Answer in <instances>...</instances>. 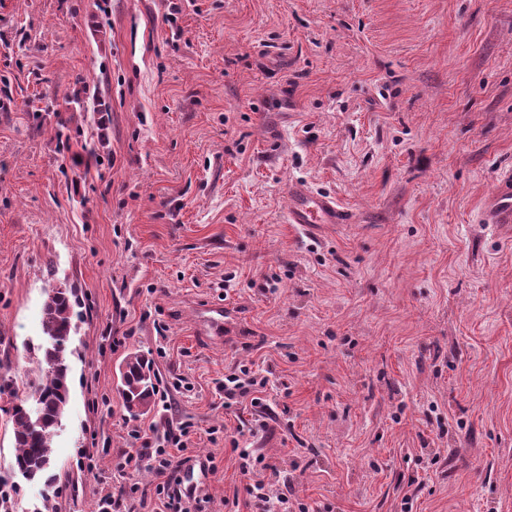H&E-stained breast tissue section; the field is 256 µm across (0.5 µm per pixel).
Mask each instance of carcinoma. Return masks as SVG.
Wrapping results in <instances>:
<instances>
[{"label": "carcinoma", "instance_id": "cac0c4a2", "mask_svg": "<svg viewBox=\"0 0 512 512\" xmlns=\"http://www.w3.org/2000/svg\"><path fill=\"white\" fill-rule=\"evenodd\" d=\"M74 292L70 288H53L42 310V328L46 344L40 347L45 364L31 396L39 402V411L28 412V397L19 395L13 381L0 376V400L13 424L15 448L13 470L29 480H45L53 463L52 438L61 424L69 400V364L67 348L73 329ZM159 383L154 363L139 352L128 353L119 367L117 390L128 414L137 418L151 410Z\"/></svg>", "mask_w": 512, "mask_h": 512}]
</instances>
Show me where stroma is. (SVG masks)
I'll return each mask as SVG.
<instances>
[{"label":"stroma","mask_w":512,"mask_h":512,"mask_svg":"<svg viewBox=\"0 0 512 512\" xmlns=\"http://www.w3.org/2000/svg\"><path fill=\"white\" fill-rule=\"evenodd\" d=\"M506 170L512 0H0V371L20 394L48 292L79 298L54 484L12 472L0 411L15 512H102L117 457L182 423L204 512H251L242 447L299 512H512V232L481 220ZM294 184L350 223H287ZM135 350L173 414L130 419ZM236 365L267 371L260 403L225 406Z\"/></svg>","instance_id":"1"}]
</instances>
